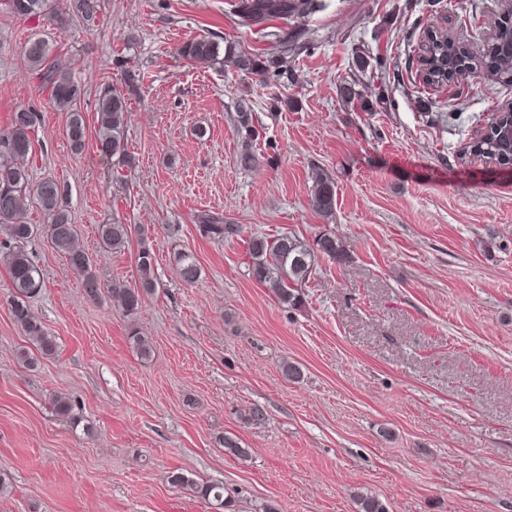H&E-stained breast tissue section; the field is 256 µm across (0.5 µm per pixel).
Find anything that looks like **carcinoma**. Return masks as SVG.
<instances>
[{"label": "carcinoma", "instance_id": "carcinoma-1", "mask_svg": "<svg viewBox=\"0 0 512 512\" xmlns=\"http://www.w3.org/2000/svg\"><path fill=\"white\" fill-rule=\"evenodd\" d=\"M8 9L17 17L26 20L47 18L63 21L56 9V0H4ZM102 5L101 0H71L72 12L80 16L87 27L95 25ZM323 8L322 0H238L236 13L241 22L258 25L272 18H285L298 24ZM177 54L186 60L198 63H214L219 56L235 68L260 76L288 72L291 53L287 47L272 53L261 61L257 56L237 52L232 48L220 49V43L210 37H200L181 44ZM24 57L30 74L36 76L41 88L49 91L50 101L60 112L68 114L66 134L71 148L80 152L85 147L86 122L79 105L82 87L74 81L71 69L62 67L52 59V48L41 38H30L24 47ZM420 57L427 64L432 83L442 81L458 83L483 72L497 82L512 84V16H501L494 21L493 35L487 40L479 56L448 41L444 34L429 40L420 48ZM128 98L107 84L102 87L96 100L95 134L97 148L106 155L123 154L125 116ZM40 116L28 109L12 113L10 127L0 132V232L5 239L0 246L5 249L6 262L12 287L11 307L16 322L28 336L41 356L55 354L57 344L40 320L30 310L29 301L43 288L33 255L25 243L33 236L35 228L29 223L31 208L38 209L44 220L43 229L52 247L62 254L71 268L84 276V290L88 298L95 300L101 293L100 283L92 272V258L78 249L75 241L77 225L71 222L64 201L68 185L55 177H46L38 182L30 178L25 162L33 152L34 132ZM237 132L241 149L237 163L244 170L258 164L253 142L258 130L253 114L240 108L236 114ZM507 143L491 136L481 144L480 154L487 158L504 157L511 153ZM313 190L310 195L311 209L323 216L336 211V181L325 170L319 168L312 174ZM202 235L212 239H224L237 232L234 224L224 223L218 215L205 214L198 224ZM133 229L129 224H101L98 237L102 248L119 250L130 241ZM248 256L251 272L261 284L268 285L274 296L283 304L297 306L302 303V286L316 271L318 257H326L338 264L346 260V250L336 236L322 233L308 243L296 234L288 232L274 239L255 235L249 239ZM154 257L146 247L138 253L137 282L132 286H116L111 292L118 294L124 312L135 313L146 296L155 288L153 279ZM180 276L187 283L199 278V268L194 260L185 256L180 261ZM131 348L141 357L151 353L148 339L132 327L128 332ZM171 482L187 489L204 500H208L219 512H229L233 507L230 497L224 495V487L217 483H199L176 473ZM356 512H388L378 497L359 493L355 495Z\"/></svg>", "mask_w": 512, "mask_h": 512}]
</instances>
